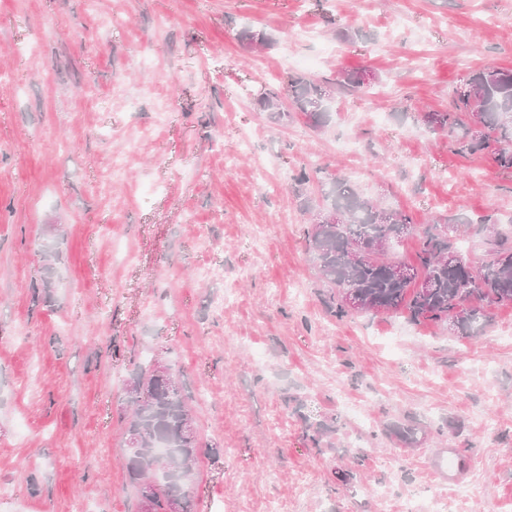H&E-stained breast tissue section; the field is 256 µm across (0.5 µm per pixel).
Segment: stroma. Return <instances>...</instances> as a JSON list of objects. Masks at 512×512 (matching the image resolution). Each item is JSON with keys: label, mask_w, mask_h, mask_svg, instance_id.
I'll return each instance as SVG.
<instances>
[{"label": "stroma", "mask_w": 512, "mask_h": 512, "mask_svg": "<svg viewBox=\"0 0 512 512\" xmlns=\"http://www.w3.org/2000/svg\"><path fill=\"white\" fill-rule=\"evenodd\" d=\"M489 67L512 68V0H0V512H136L127 385L155 361L199 431L194 512L512 503V304L474 336L338 317L304 239L339 177L486 261L512 171L422 117ZM296 73L325 126L261 110Z\"/></svg>", "instance_id": "obj_1"}]
</instances>
